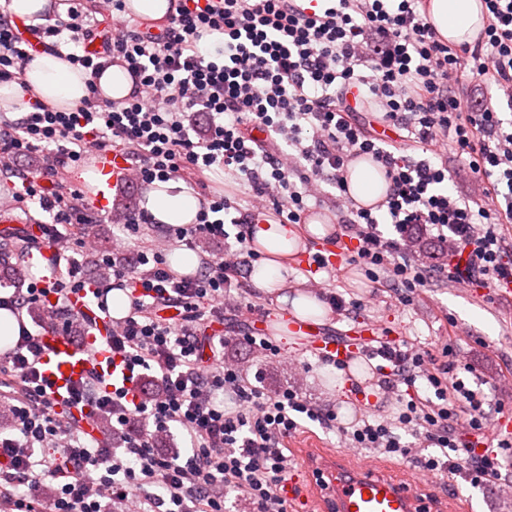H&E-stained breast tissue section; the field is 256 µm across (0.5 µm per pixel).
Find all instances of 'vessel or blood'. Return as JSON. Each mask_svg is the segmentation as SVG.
Listing matches in <instances>:
<instances>
[{
	"label": "vessel or blood",
	"instance_id": "1",
	"mask_svg": "<svg viewBox=\"0 0 512 512\" xmlns=\"http://www.w3.org/2000/svg\"><path fill=\"white\" fill-rule=\"evenodd\" d=\"M90 164L100 174V184L93 200L102 206L107 204L114 189L127 184L128 165L123 156L112 152L94 156ZM26 264L41 269L40 287L55 285L59 276L56 247L38 245L29 251ZM70 303L75 313L91 320L87 346L75 347L65 336L51 331L41 338L44 346L42 374L59 400L71 385L89 374H98L108 383L113 373L110 342L113 317L107 296L83 290L73 294ZM257 324L259 331L266 335L271 334L273 326H280L288 334L303 338L309 349L344 362L360 355L349 341L319 336L308 323L291 316H281L275 322L262 317ZM316 467L329 480V495L336 512H418L420 508L413 492L397 479L377 475L366 467L342 468L328 457L317 462Z\"/></svg>",
	"mask_w": 512,
	"mask_h": 512
}]
</instances>
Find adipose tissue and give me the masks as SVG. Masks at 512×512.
I'll use <instances>...</instances> for the list:
<instances>
[{"label":"adipose tissue","instance_id":"ef3b65f1","mask_svg":"<svg viewBox=\"0 0 512 512\" xmlns=\"http://www.w3.org/2000/svg\"><path fill=\"white\" fill-rule=\"evenodd\" d=\"M429 15L439 38L455 45L473 43L484 25L480 0H430ZM24 85L28 86L31 95L62 111L73 109L88 94L86 76L60 53L37 54L23 83H0V112L16 115L20 88ZM348 185L352 198L365 206L381 201L388 190L380 169L366 159L349 165ZM200 206L199 196L183 182L175 180L153 182L142 200L143 209L159 225L193 223ZM250 231L251 246L263 256L260 265L251 273L255 288L296 318L324 324L331 316L327 305L313 293L289 290L281 274L284 260L297 248L294 229L269 220L255 222Z\"/></svg>","mask_w":512,"mask_h":512}]
</instances>
